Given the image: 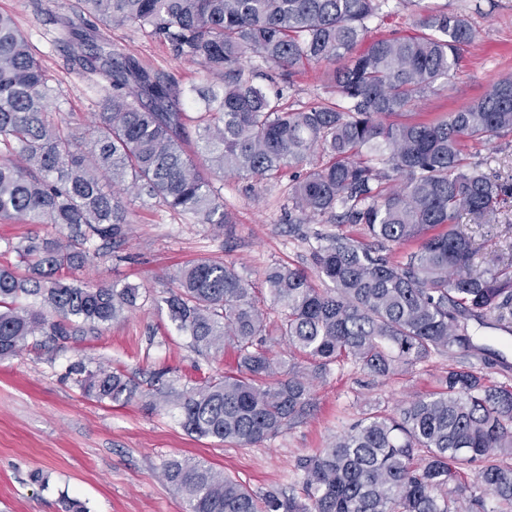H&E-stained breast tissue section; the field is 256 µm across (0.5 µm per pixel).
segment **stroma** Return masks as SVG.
<instances>
[{"instance_id": "1", "label": "stroma", "mask_w": 512, "mask_h": 512, "mask_svg": "<svg viewBox=\"0 0 512 512\" xmlns=\"http://www.w3.org/2000/svg\"><path fill=\"white\" fill-rule=\"evenodd\" d=\"M69 3L0 0V12L14 16L50 76L57 118L88 128L96 110V80L69 71L66 50L50 43L52 18L68 13ZM443 9L466 11L478 39L464 52L448 84L427 93L415 107L419 121L461 109L497 79L512 75V0H420L417 6L372 21L368 37L412 33L421 14ZM111 37L121 52L174 73L182 84L201 78L198 65L175 57L167 44L138 30L116 27ZM325 83L322 67L302 68L284 87L282 103L298 109L316 100L336 101ZM465 158L487 173L511 179L512 134L467 147ZM292 183L288 168L260 182L235 173L214 178L227 216L221 229L195 223L191 216L169 211L134 191L123 192L129 220L125 241L96 265L79 271L65 268L61 275L90 287L130 283L149 289L153 298L82 338L30 345L18 356L0 360V512H64L66 495L84 501L89 512H186L182 497L161 476L163 461L173 456L203 461L257 493L288 494L299 490L304 478L299 459L319 452L367 414L393 412L409 396L435 388L451 364L448 356H433L386 378L373 377L350 362L338 364L316 382L310 415L276 437L246 447L192 437L177 416L147 410L139 398L122 405L82 396L69 373L79 361L108 364L140 383L164 369L184 392L209 376L233 370L232 349L214 358L198 355L170 320L165 303L170 277L191 261L209 258L234 263L260 288L272 267L311 269L317 234L362 235L359 224L339 225L325 217L299 220L289 199ZM511 220L512 204L483 224L461 218L462 229L479 247L477 269L487 268L495 256H512ZM55 235L47 224L0 221V265L30 275L16 245L30 237ZM468 328L475 346L485 351L476 367L491 382L512 384V330L495 320L484 326L472 320Z\"/></svg>"}]
</instances>
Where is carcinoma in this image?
Here are the masks:
<instances>
[{
    "instance_id": "carcinoma-1",
    "label": "carcinoma",
    "mask_w": 512,
    "mask_h": 512,
    "mask_svg": "<svg viewBox=\"0 0 512 512\" xmlns=\"http://www.w3.org/2000/svg\"><path fill=\"white\" fill-rule=\"evenodd\" d=\"M395 12L392 0H73L57 20L75 47L73 68L100 74L91 135L50 118L53 89L14 17L0 13V219L52 224L60 237L18 249L33 269L0 267V359L36 336L58 342L82 327L109 325L140 308L146 290L126 284L82 288L57 277L93 266L126 236L117 187L139 191L199 224L226 223L212 176L228 171L265 180L285 167L293 209L360 224L368 241L319 234L303 269L266 275L268 297L235 264L194 261L172 277L169 315L199 352L236 354L235 375L208 378L183 393L154 373L147 391L98 363L69 369L96 401L148 397L177 411L199 438L254 445L282 433L314 407V381L344 360L375 377L409 370L434 354L473 348L467 321L512 310V271L474 267L475 223L512 199V183L468 168L467 143L512 133V76L466 107L432 121L410 108L453 75L477 40L467 15L420 17L415 36L364 43L369 23ZM130 27L168 43L202 68L185 90L175 76L112 50L100 29ZM328 67L338 102L280 107L281 93L256 79H287L309 64ZM195 105L182 111L181 97ZM209 169L195 161L187 145ZM322 148L329 161L301 170ZM415 249L406 262L392 248ZM33 302L21 303V300ZM278 310L270 320L265 302ZM278 341L307 365L273 353ZM298 492L255 493L203 461L170 458L162 476L187 512H512V385L489 384L471 366L448 367L435 391L392 413H370L319 453L299 460ZM496 506H486V497Z\"/></svg>"
}]
</instances>
